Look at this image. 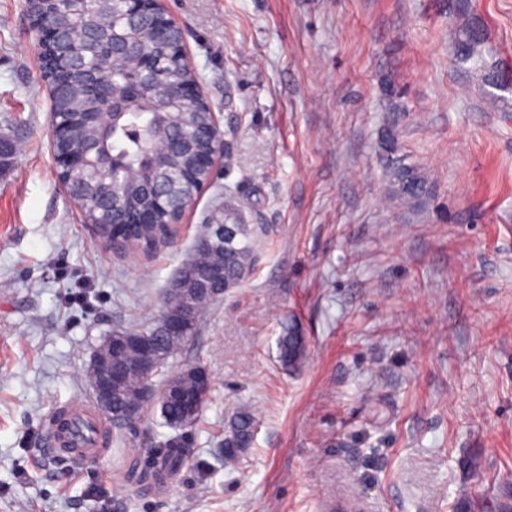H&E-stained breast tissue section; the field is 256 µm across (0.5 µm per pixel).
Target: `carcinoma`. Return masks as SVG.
Masks as SVG:
<instances>
[{
	"label": "carcinoma",
	"instance_id": "cac0c4a2",
	"mask_svg": "<svg viewBox=\"0 0 512 512\" xmlns=\"http://www.w3.org/2000/svg\"><path fill=\"white\" fill-rule=\"evenodd\" d=\"M125 9L123 0H103L101 4L84 3L79 5V13L75 21L81 25H95L107 34L112 28L126 31L122 11ZM138 49L156 60L157 72L161 78L171 82L186 76L179 62L159 51L153 37L144 29L137 30L133 35ZM482 40L481 32L474 23L465 24L455 36L457 56L462 61L479 63L476 47ZM100 104L90 95L85 85V78L78 75L73 79L68 94L61 100V112H88L92 119V129L88 136L73 142L78 150L87 153L100 162L97 170L91 172L83 180L77 182L79 195L84 199L81 212L84 220L93 224L105 233L112 226V216L116 209L112 208V172L108 163L112 162L122 168L128 180L121 188L122 201L128 209L146 204L139 190L136 179L138 172L147 169L157 158V146L151 138L152 131L159 125L168 126L179 144L178 149H170L165 153L167 159V179L177 198L196 193V186L182 180V172L187 168L200 144L195 139L196 125L203 121V113L190 102L173 103L168 99L158 98L153 106L148 107L130 98L125 105L108 114L98 116ZM389 198L398 206L415 211L426 204L429 197L427 179L415 165L402 163L391 170ZM217 225L208 224L206 230L197 241H209V247L202 250L193 249L195 263L179 278L192 276L203 288L204 304L208 305L224 297V289L212 282L213 262L211 257L220 256L224 262V282L234 287L243 281L251 272L255 261V253L249 242L251 229L246 224H229L225 227L224 237L215 234ZM197 335V329L187 331V338L175 336H158L165 359L146 379L131 376L125 385L112 392V419L117 421L114 428L118 430L132 429L134 425L119 415L123 406L138 398L143 384L151 385L161 399L156 406L163 420V425L170 428L173 434L158 444L162 452L149 449L150 461L143 469L129 463V454H123L120 468L124 472L125 481L161 486L165 484L182 467L187 454L180 451L182 439L183 408L178 397L167 390L173 379L180 380L186 391H196L192 376L196 365L183 364L177 370V363L183 348ZM278 359L280 364L293 369L299 367L306 358L305 337L299 335L290 325L283 328L278 338ZM256 420L248 409L240 410L224 433V466L235 467L240 457L253 439ZM64 433L79 438L86 444L95 443L98 434L97 425L90 421H61Z\"/></svg>",
	"mask_w": 512,
	"mask_h": 512
}]
</instances>
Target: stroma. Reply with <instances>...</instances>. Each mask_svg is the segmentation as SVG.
Segmentation results:
<instances>
[{"label":"stroma","mask_w":512,"mask_h":512,"mask_svg":"<svg viewBox=\"0 0 512 512\" xmlns=\"http://www.w3.org/2000/svg\"><path fill=\"white\" fill-rule=\"evenodd\" d=\"M237 165L156 249L95 240L57 180L25 0H0V512H499L512 499V83L456 63L480 25L512 74V0H168ZM418 165L432 195L387 200ZM253 229L249 275L182 354L212 396L164 488L111 452L51 454L113 331L153 325L205 225ZM307 356L282 367L284 324ZM257 418L237 468L224 432ZM480 457V477L466 462ZM482 40L480 29L473 22L465 24L455 36L457 56L462 61H473L479 64L481 60L476 55V47ZM389 198L401 208L415 211L426 204L429 197L427 179L415 165L399 164L389 175Z\"/></svg>","instance_id":"1"}]
</instances>
